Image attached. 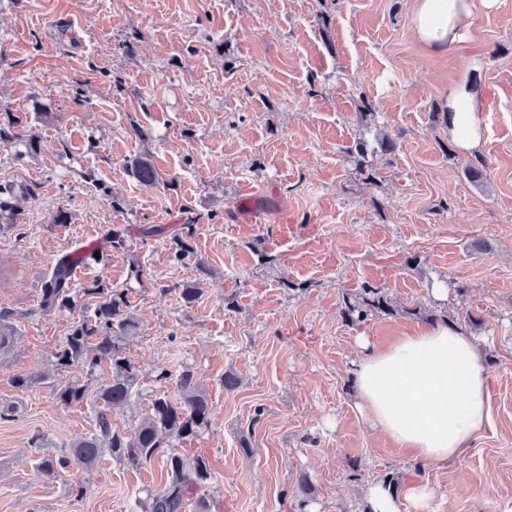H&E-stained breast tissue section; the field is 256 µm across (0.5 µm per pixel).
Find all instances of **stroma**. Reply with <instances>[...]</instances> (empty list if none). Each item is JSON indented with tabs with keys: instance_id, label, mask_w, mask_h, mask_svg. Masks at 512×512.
I'll list each match as a JSON object with an SVG mask.
<instances>
[{
	"instance_id": "stroma-1",
	"label": "stroma",
	"mask_w": 512,
	"mask_h": 512,
	"mask_svg": "<svg viewBox=\"0 0 512 512\" xmlns=\"http://www.w3.org/2000/svg\"><path fill=\"white\" fill-rule=\"evenodd\" d=\"M412 12L413 0H0V120L39 143L0 148V186L21 207L0 224V512H146L168 481L159 457L60 463L95 433L112 378L106 363L56 364L98 282L126 290L139 323L121 341L135 378L113 426L133 432L156 395L179 398L185 371L208 398V426L171 442L210 468L183 512H372L378 480L428 485L422 512H512V0L478 9L445 52L415 39ZM454 79L481 100L469 152L448 135ZM359 139L371 181L342 152ZM141 157L156 186L132 175ZM186 224L196 258L183 262L173 234ZM114 230L123 246L73 274L75 308L43 310L60 256ZM367 285L391 314L345 322ZM444 318L481 342L491 422L462 457L430 463L355 410L350 367L361 342ZM73 382L85 399L60 401Z\"/></svg>"
}]
</instances>
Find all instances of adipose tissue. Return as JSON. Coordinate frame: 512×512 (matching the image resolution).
Returning <instances> with one entry per match:
<instances>
[{
	"label": "adipose tissue",
	"mask_w": 512,
	"mask_h": 512,
	"mask_svg": "<svg viewBox=\"0 0 512 512\" xmlns=\"http://www.w3.org/2000/svg\"><path fill=\"white\" fill-rule=\"evenodd\" d=\"M495 0H416L417 39L435 51L459 42L481 8ZM478 94L457 81L448 95V133L462 151L482 140ZM476 341L445 321L365 350L352 368L355 409L374 429L425 461L465 454L490 420Z\"/></svg>",
	"instance_id": "ef3b65f1"
}]
</instances>
